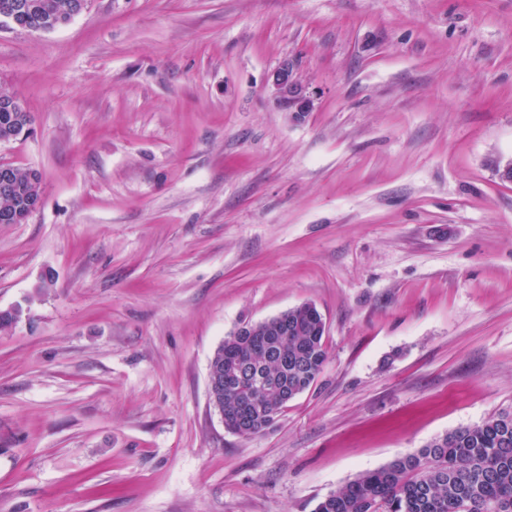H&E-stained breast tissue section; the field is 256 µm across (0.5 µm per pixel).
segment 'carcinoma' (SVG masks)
Masks as SVG:
<instances>
[{
    "label": "carcinoma",
    "mask_w": 512,
    "mask_h": 512,
    "mask_svg": "<svg viewBox=\"0 0 512 512\" xmlns=\"http://www.w3.org/2000/svg\"><path fill=\"white\" fill-rule=\"evenodd\" d=\"M33 11L17 19L44 31L62 26L77 0H29ZM0 93V139H17L28 113ZM13 197L0 195V216L40 200L39 171L17 170ZM293 333L274 325L227 336L216 350L212 370L224 376L242 366L243 383L218 393L224 428L245 417L249 434L270 428L289 401L310 389L328 355L325 322L311 303L288 311ZM314 512H512V413L457 428L420 449L367 471L318 501Z\"/></svg>",
    "instance_id": "obj_1"
}]
</instances>
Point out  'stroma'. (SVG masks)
I'll use <instances>...</instances> for the list:
<instances>
[{"mask_svg": "<svg viewBox=\"0 0 512 512\" xmlns=\"http://www.w3.org/2000/svg\"><path fill=\"white\" fill-rule=\"evenodd\" d=\"M0 92L42 174L0 224V512H313L512 413V0H90L0 22ZM306 302L318 380L228 433L216 349ZM29 1L33 11L17 18L16 21L29 26L42 27L41 30L49 31L64 24L74 10L77 0H24ZM14 21V22H16ZM269 83L276 107L289 112L293 120H305L313 109V97L293 61H282L271 73Z\"/></svg>", "mask_w": 512, "mask_h": 512, "instance_id": "obj_1", "label": "stroma"}]
</instances>
